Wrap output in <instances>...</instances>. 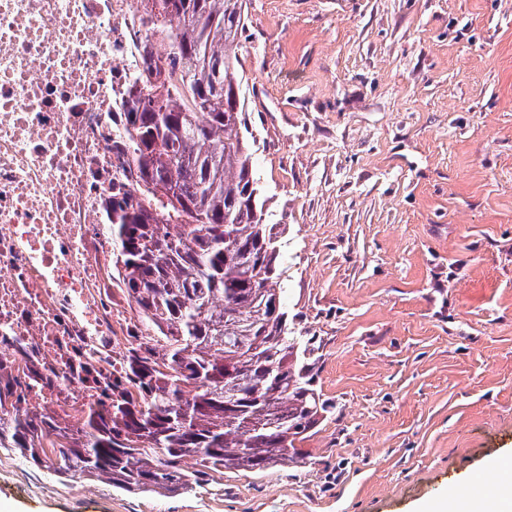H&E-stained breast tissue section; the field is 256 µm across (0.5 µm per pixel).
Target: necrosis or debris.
Here are the masks:
<instances>
[{"mask_svg": "<svg viewBox=\"0 0 512 512\" xmlns=\"http://www.w3.org/2000/svg\"><path fill=\"white\" fill-rule=\"evenodd\" d=\"M134 0H0V363L76 423L136 330L106 205L138 194L114 146L142 68Z\"/></svg>", "mask_w": 512, "mask_h": 512, "instance_id": "1", "label": "necrosis or debris"}]
</instances>
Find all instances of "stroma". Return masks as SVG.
<instances>
[{"mask_svg": "<svg viewBox=\"0 0 512 512\" xmlns=\"http://www.w3.org/2000/svg\"><path fill=\"white\" fill-rule=\"evenodd\" d=\"M234 78L332 410L176 494L0 451V512H424L512 456V0H247Z\"/></svg>", "mask_w": 512, "mask_h": 512, "instance_id": "1", "label": "stroma"}]
</instances>
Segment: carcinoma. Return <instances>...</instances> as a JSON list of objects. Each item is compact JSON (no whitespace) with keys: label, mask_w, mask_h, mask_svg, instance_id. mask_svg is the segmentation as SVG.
<instances>
[{"label":"carcinoma","mask_w":512,"mask_h":512,"mask_svg":"<svg viewBox=\"0 0 512 512\" xmlns=\"http://www.w3.org/2000/svg\"><path fill=\"white\" fill-rule=\"evenodd\" d=\"M246 0H151L145 73L126 101L121 143L139 197L112 198L119 284L137 307L112 400L49 436L53 416L20 409L0 364V449L59 477H106L132 493L190 492L212 472L261 471L292 425L328 411L292 350L256 195L233 71ZM172 197L158 194L159 187ZM190 457L194 467L182 462Z\"/></svg>","instance_id":"cac0c4a2"}]
</instances>
